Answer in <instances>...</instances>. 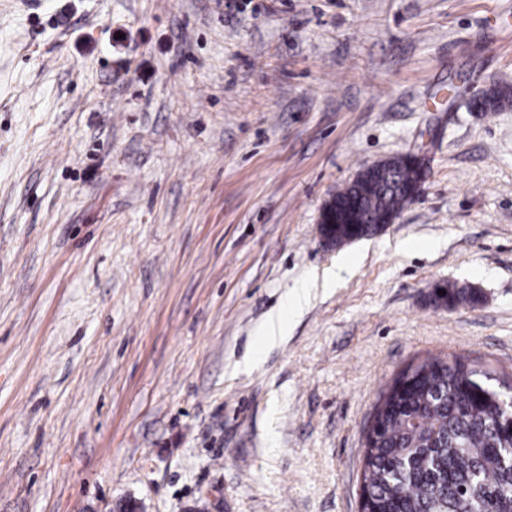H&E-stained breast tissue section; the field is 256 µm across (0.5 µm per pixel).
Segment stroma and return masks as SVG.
<instances>
[{"label": "stroma", "mask_w": 512, "mask_h": 512, "mask_svg": "<svg viewBox=\"0 0 512 512\" xmlns=\"http://www.w3.org/2000/svg\"><path fill=\"white\" fill-rule=\"evenodd\" d=\"M493 86L512 0H0V512H360L398 371L512 374ZM406 153L397 223L324 245ZM443 284H436L435 287V301L440 302L441 304L454 307L462 303H467L472 306L476 305L477 300L475 298V294L468 289L465 288H442ZM438 290H444L445 294H438Z\"/></svg>", "instance_id": "35a3bbf8"}]
</instances>
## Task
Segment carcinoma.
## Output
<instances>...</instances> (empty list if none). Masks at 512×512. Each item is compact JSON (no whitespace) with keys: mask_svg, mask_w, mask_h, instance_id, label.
I'll list each match as a JSON object with an SVG mask.
<instances>
[{"mask_svg":"<svg viewBox=\"0 0 512 512\" xmlns=\"http://www.w3.org/2000/svg\"><path fill=\"white\" fill-rule=\"evenodd\" d=\"M512 101L495 90L469 104L480 110ZM386 180H353L335 196L324 220L339 224L332 245L376 233L388 213L413 202L418 178L409 157L386 162ZM435 301L476 305L465 288H446ZM512 382L464 360L427 356L411 363L380 391L366 431L363 512H512V439L497 400Z\"/></svg>","mask_w":512,"mask_h":512,"instance_id":"cac0c4a2","label":"carcinoma"}]
</instances>
